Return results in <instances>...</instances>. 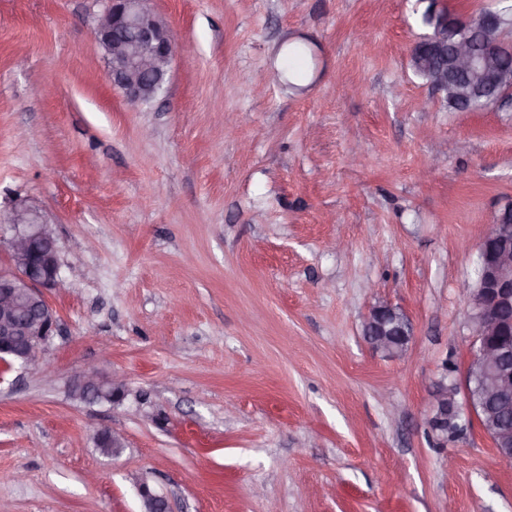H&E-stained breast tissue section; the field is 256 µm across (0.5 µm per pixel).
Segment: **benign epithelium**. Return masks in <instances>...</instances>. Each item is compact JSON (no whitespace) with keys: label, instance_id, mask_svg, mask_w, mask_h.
Wrapping results in <instances>:
<instances>
[{"label":"benign epithelium","instance_id":"obj_1","mask_svg":"<svg viewBox=\"0 0 512 512\" xmlns=\"http://www.w3.org/2000/svg\"><path fill=\"white\" fill-rule=\"evenodd\" d=\"M97 18L95 37L104 50L112 87L121 91L128 104L149 103L164 89V78L178 48L169 34L164 16L155 12L150 0H107ZM435 18L425 41L430 55L425 61L429 85L438 91L453 82L458 109L471 111V100L480 92L472 78H495L498 101L512 93L500 54L507 44L498 16L485 12L482 22L464 27L459 37L448 40V18L438 0H430ZM10 235H0L7 246L10 268H0V362L27 364L57 328L58 319L45 291H61L56 241L50 225L37 208L25 199L14 203L9 218ZM481 274L465 288L472 331V349L467 369L468 381L482 391L481 409L465 395L467 408L490 436L498 454L512 457V202L505 204L486 225L479 250ZM412 336L408 317L385 303L371 308L364 320V337L377 352L390 358L402 356L406 347L399 339ZM75 388L88 400L106 399L118 403L125 394L122 379H101L91 369L74 376ZM456 383L443 377L431 391L429 426L442 442L448 441V421L458 422L460 407ZM144 512H170L168 500L152 492L145 482L138 484Z\"/></svg>","mask_w":512,"mask_h":512}]
</instances>
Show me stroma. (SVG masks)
Segmentation results:
<instances>
[{
    "label": "stroma",
    "instance_id": "obj_1",
    "mask_svg": "<svg viewBox=\"0 0 512 512\" xmlns=\"http://www.w3.org/2000/svg\"><path fill=\"white\" fill-rule=\"evenodd\" d=\"M151 5L180 50L133 107L106 0H0V221L35 203L68 284L40 356L0 370V512H141V480L171 512H512L478 423L428 425L466 381L512 100L454 111L413 73L425 0ZM381 303L412 324L397 359L363 336ZM83 365L124 399H80ZM459 389L456 383H448L445 377L431 391V412L429 426L443 443L456 434L454 429L448 428V416L457 425L460 419V407L457 400Z\"/></svg>",
    "mask_w": 512,
    "mask_h": 512
}]
</instances>
